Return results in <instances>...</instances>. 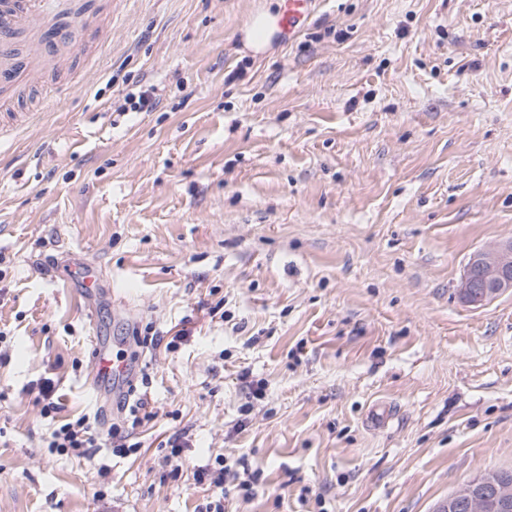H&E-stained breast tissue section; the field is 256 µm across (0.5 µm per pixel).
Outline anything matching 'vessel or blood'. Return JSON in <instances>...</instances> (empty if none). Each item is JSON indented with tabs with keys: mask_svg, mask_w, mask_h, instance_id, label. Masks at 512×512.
<instances>
[{
	"mask_svg": "<svg viewBox=\"0 0 512 512\" xmlns=\"http://www.w3.org/2000/svg\"><path fill=\"white\" fill-rule=\"evenodd\" d=\"M314 0H283L281 26L289 31L301 28L310 14ZM29 32L33 41L25 56H18L14 43L17 34ZM72 36L66 16L51 14L49 0H0V85L11 88L9 96L0 98V139L21 130L29 118L19 109L21 91L39 84L42 71L53 62L60 48L70 46ZM84 294H94L101 283L98 269L92 264L74 260L67 272ZM93 384L99 385L129 376L127 361L114 359L104 343L94 346Z\"/></svg>",
	"mask_w": 512,
	"mask_h": 512,
	"instance_id": "obj_1",
	"label": "vessel or blood"
}]
</instances>
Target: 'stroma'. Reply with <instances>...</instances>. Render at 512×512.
Here are the masks:
<instances>
[{"label":"stroma","mask_w":512,"mask_h":512,"mask_svg":"<svg viewBox=\"0 0 512 512\" xmlns=\"http://www.w3.org/2000/svg\"><path fill=\"white\" fill-rule=\"evenodd\" d=\"M265 4L112 0L0 144V512H205L219 456L261 472L233 512H434L512 469V293H457L512 238V0H316L256 55ZM95 336L137 354L139 427L96 418ZM84 415L139 450L50 452ZM126 104L129 107L124 109L130 112H148L155 109L160 104V98L154 94V89L139 90L138 92H129L125 96ZM67 278L76 281L85 295H91L96 292L101 283V276L98 269L92 264L75 258L67 272Z\"/></svg>","instance_id":"obj_1"}]
</instances>
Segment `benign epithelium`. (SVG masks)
I'll use <instances>...</instances> for the list:
<instances>
[{
  "label": "benign epithelium",
  "mask_w": 512,
  "mask_h": 512,
  "mask_svg": "<svg viewBox=\"0 0 512 512\" xmlns=\"http://www.w3.org/2000/svg\"><path fill=\"white\" fill-rule=\"evenodd\" d=\"M512 292V239L471 255L458 285L463 303L482 306ZM436 512H512V484L498 473L479 474L459 486Z\"/></svg>",
  "instance_id": "7a95c632"
}]
</instances>
